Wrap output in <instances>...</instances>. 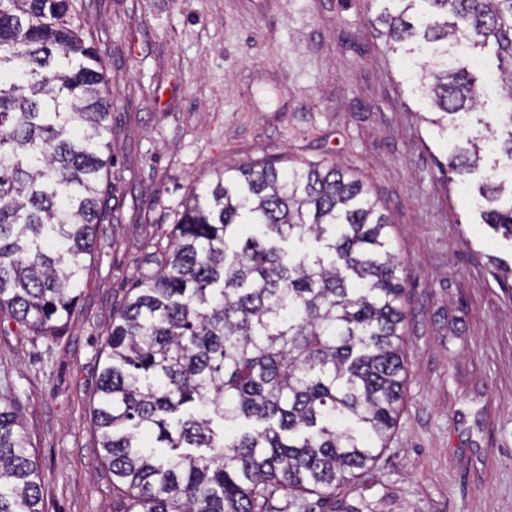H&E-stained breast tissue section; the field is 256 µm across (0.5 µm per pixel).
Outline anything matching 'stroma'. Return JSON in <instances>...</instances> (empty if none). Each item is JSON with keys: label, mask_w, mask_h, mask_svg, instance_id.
Segmentation results:
<instances>
[{"label": "stroma", "mask_w": 512, "mask_h": 512, "mask_svg": "<svg viewBox=\"0 0 512 512\" xmlns=\"http://www.w3.org/2000/svg\"><path fill=\"white\" fill-rule=\"evenodd\" d=\"M118 85L114 217L54 341L0 316L44 512H112L93 398L115 314L192 185L256 159L336 163L393 220L406 281L398 423L354 485L290 512H512V242L481 218L482 172L449 173L453 126L371 21L383 0H85Z\"/></svg>", "instance_id": "stroma-1"}]
</instances>
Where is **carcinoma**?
Returning a JSON list of instances; mask_svg holds the SVG:
<instances>
[{
    "instance_id": "obj_1",
    "label": "carcinoma",
    "mask_w": 512,
    "mask_h": 512,
    "mask_svg": "<svg viewBox=\"0 0 512 512\" xmlns=\"http://www.w3.org/2000/svg\"><path fill=\"white\" fill-rule=\"evenodd\" d=\"M392 51L446 115L478 77L454 49L492 45L512 169V0H395ZM75 0H0V315L52 340L77 311L83 257L109 220L112 78ZM474 140L448 169L479 168ZM483 222L512 239V183L490 169ZM392 222L336 164L255 161L190 193L104 344L94 403L114 512H288L377 459L405 384V280ZM260 427L238 431V420ZM43 474L10 390L0 394V512H44ZM285 503L274 511L276 495Z\"/></svg>"
}]
</instances>
